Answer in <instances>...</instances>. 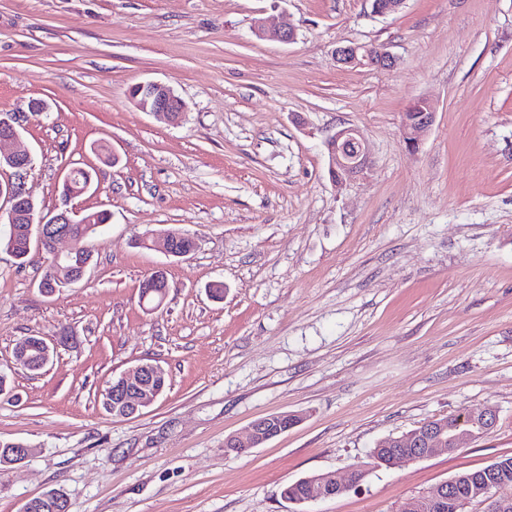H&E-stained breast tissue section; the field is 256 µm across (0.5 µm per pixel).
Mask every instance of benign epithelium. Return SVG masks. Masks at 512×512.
<instances>
[{"instance_id":"7a95c632","label":"benign epithelium","mask_w":512,"mask_h":512,"mask_svg":"<svg viewBox=\"0 0 512 512\" xmlns=\"http://www.w3.org/2000/svg\"><path fill=\"white\" fill-rule=\"evenodd\" d=\"M405 0H384L383 3L371 4V13L375 16H388L401 10ZM296 28L288 15H283L281 22L274 31V37L283 43L295 39ZM336 62L346 67H359L379 70H392L396 66L395 57L382 45L351 44L335 49ZM137 95L148 103L145 111L166 119L170 123H178L186 112L185 103L166 84L147 81L137 85ZM435 112L429 103L420 100L414 118L402 124V134L406 147L414 151L419 147L423 135L432 128ZM11 144L13 149L8 153H0V167L6 166L14 170L16 180L5 185L0 183V198H7L10 207L6 212L0 211V222L3 224H26L39 221L40 236L48 239L52 245V259L56 270V280L67 278L77 283L86 273V265L79 261L80 252L76 247L66 251L57 249L61 241H74L70 225L82 224L78 213L68 209H60L48 215L37 213L36 203L25 188V174L32 166L33 158L30 150L22 141L20 118L15 115L0 114V145ZM328 169L331 181L342 185L364 173L370 165L369 148L360 137L359 131L351 126L342 127L327 142ZM63 345L62 339L48 340L40 338V343L33 344L31 339L15 351V364L38 371L44 369L57 354L58 347ZM164 374L161 366L151 361H142L129 373L116 378L112 384V405L119 409L124 417H131L143 408L151 405L159 396L160 390L156 379ZM296 418L288 412L275 413L271 416L252 421L246 428V439L230 435L224 440V447L234 449H251L264 444L276 436L275 425L286 418ZM475 433L471 430L448 432L444 423L431 419L417 428L396 437L397 447L405 452L393 456L389 464L396 462H413L430 454L434 450L450 448H466L474 441ZM32 449L23 444L19 448H0V465L7 468L25 462ZM362 465H355L348 479H341L336 473L328 472L307 478L312 483L309 495L300 503L309 504L321 499L332 498L355 486L357 472ZM455 482L442 483L429 492L415 498L408 512H422L428 508L432 512H446L448 505L453 503ZM473 500L485 506V512H505L512 500L500 495V490L492 484L476 483L472 485ZM67 501L61 493L46 490L41 495L25 502L21 512H67Z\"/></svg>"}]
</instances>
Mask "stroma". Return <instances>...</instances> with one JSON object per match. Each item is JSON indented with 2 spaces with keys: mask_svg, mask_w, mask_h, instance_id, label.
<instances>
[{
  "mask_svg": "<svg viewBox=\"0 0 512 512\" xmlns=\"http://www.w3.org/2000/svg\"><path fill=\"white\" fill-rule=\"evenodd\" d=\"M284 14L294 42L256 37ZM352 43L396 67L338 65ZM146 81L185 102L179 124L134 104ZM418 99L436 120L412 153L402 115ZM0 113L22 120L41 211L92 166L100 190L71 205L111 215L84 278L51 296L42 256L0 250V440L34 450L0 471V512L51 488L69 512H299L285 485L347 474L378 441L472 405L497 410L487 436L372 469L309 512H404L512 455V0H407L385 17L368 0H0ZM342 126L371 164L337 186L326 142ZM163 229L196 250L138 247ZM160 268L170 288L148 312L140 285ZM64 332L42 371L14 366L27 337ZM142 360L169 388L112 417L104 390ZM278 412L301 421L225 451Z\"/></svg>",
  "mask_w": 512,
  "mask_h": 512,
  "instance_id": "1",
  "label": "stroma"
}]
</instances>
